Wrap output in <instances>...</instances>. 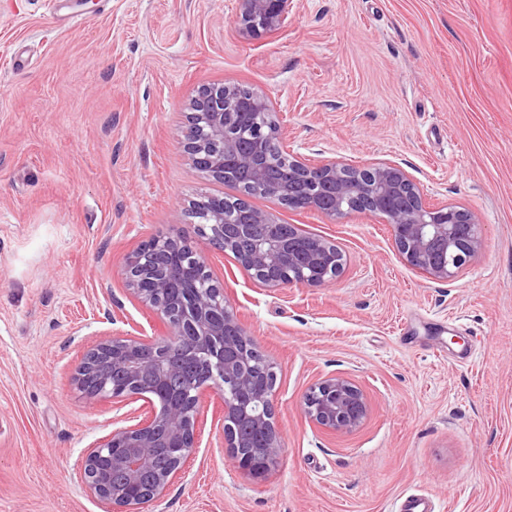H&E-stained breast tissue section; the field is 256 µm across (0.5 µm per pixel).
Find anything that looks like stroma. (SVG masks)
<instances>
[{
    "mask_svg": "<svg viewBox=\"0 0 512 512\" xmlns=\"http://www.w3.org/2000/svg\"><path fill=\"white\" fill-rule=\"evenodd\" d=\"M237 0H0V512H103L75 475L141 402L84 397L105 334L158 317L124 290L125 255L230 187L181 147L204 86L271 98L292 155L402 166L435 205L476 213L483 249L453 281L404 264L369 213L336 220L251 198L344 251L318 288L262 287L205 250L224 299L277 374L282 451L235 463L204 401L186 476L148 512H512V0H297L242 34ZM86 21L66 27L64 15ZM344 375L363 424L327 432L308 388Z\"/></svg>",
    "mask_w": 512,
    "mask_h": 512,
    "instance_id": "obj_1",
    "label": "stroma"
}]
</instances>
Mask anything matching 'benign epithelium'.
Here are the masks:
<instances>
[{
    "instance_id": "1",
    "label": "benign epithelium",
    "mask_w": 512,
    "mask_h": 512,
    "mask_svg": "<svg viewBox=\"0 0 512 512\" xmlns=\"http://www.w3.org/2000/svg\"><path fill=\"white\" fill-rule=\"evenodd\" d=\"M236 23L247 35L281 29L294 0H238ZM205 86L191 100L181 144L194 168L215 180L238 179L242 195L263 193L292 209H315L331 219L368 212L390 224L404 263L437 281H451L482 247L479 217L456 206L430 205L419 186L390 161L352 167L334 159L288 156L272 173L267 148L282 139L273 103L265 95ZM199 235L232 255L264 288L320 287L342 274L346 258L335 242L296 227L285 238L269 210L242 201L224 208V195L198 203ZM257 224L264 237L252 238ZM124 275L129 294L154 311L163 336L109 335L76 368L78 390L89 399L121 403L141 397L149 410L88 445L80 480L111 512H144L183 478L196 448L203 388L224 407V440L238 466L264 474L281 451L273 392L276 372L213 282L202 250L175 230L133 247ZM304 412L319 428L350 432L364 421L363 391L342 375L314 385ZM168 449L170 466L146 476L155 449Z\"/></svg>"
}]
</instances>
